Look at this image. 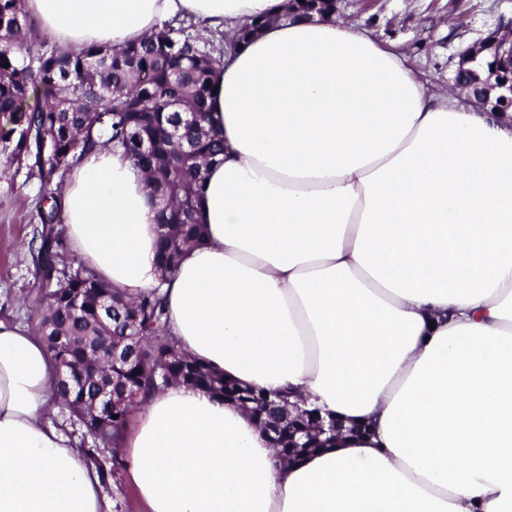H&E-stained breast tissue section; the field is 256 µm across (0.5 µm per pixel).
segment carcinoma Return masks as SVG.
Masks as SVG:
<instances>
[{"instance_id":"obj_1","label":"carcinoma","mask_w":512,"mask_h":512,"mask_svg":"<svg viewBox=\"0 0 512 512\" xmlns=\"http://www.w3.org/2000/svg\"><path fill=\"white\" fill-rule=\"evenodd\" d=\"M33 24L23 0H0V153L39 180L52 204L40 212L35 275L47 288L40 333L58 365L69 367L77 390L57 392L59 403L75 411L104 446L118 440L130 407L113 409L96 424L92 406L99 383L131 382L141 391L182 379L223 398L249 390L227 383L207 366L188 359L168 336L163 298L152 292L128 300L95 271L61 258L65 241L55 229L57 200L79 155L99 144L120 146L149 177L159 201L157 257L163 275L176 271L187 246L202 235L198 219L204 166L224 155V138L207 128L214 74L238 37L219 34L208 46L188 28L164 24L137 45L114 51L90 47L80 52L51 49L36 57L23 52ZM109 295L112 317L100 321L98 292ZM80 304L73 305L74 299ZM137 330L142 360L114 363L104 346ZM142 373H136V370ZM252 394L260 423L283 422L281 447H288V410Z\"/></svg>"}]
</instances>
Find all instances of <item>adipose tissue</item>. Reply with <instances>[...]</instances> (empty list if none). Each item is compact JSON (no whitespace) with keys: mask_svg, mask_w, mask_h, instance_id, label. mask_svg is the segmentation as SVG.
<instances>
[{"mask_svg":"<svg viewBox=\"0 0 512 512\" xmlns=\"http://www.w3.org/2000/svg\"><path fill=\"white\" fill-rule=\"evenodd\" d=\"M285 0H24L71 51L182 15L229 31ZM204 246L161 280L157 206L123 148L72 167L76 259L161 289L179 347L341 429L294 462L238 403L174 383L118 442L147 512H512V113L443 91L336 18L271 25L225 59ZM58 365L0 318V512H109L100 467L46 419Z\"/></svg>","mask_w":512,"mask_h":512,"instance_id":"ef3b65f1","label":"adipose tissue"}]
</instances>
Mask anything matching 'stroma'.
Here are the masks:
<instances>
[{
	"label": "stroma",
	"mask_w": 512,
	"mask_h": 512,
	"mask_svg": "<svg viewBox=\"0 0 512 512\" xmlns=\"http://www.w3.org/2000/svg\"><path fill=\"white\" fill-rule=\"evenodd\" d=\"M338 19L406 53L437 86H453L458 54L512 21V0H338ZM37 179L0 155V316L39 329L45 294L28 243L48 208Z\"/></svg>",
	"instance_id": "stroma-1"
}]
</instances>
